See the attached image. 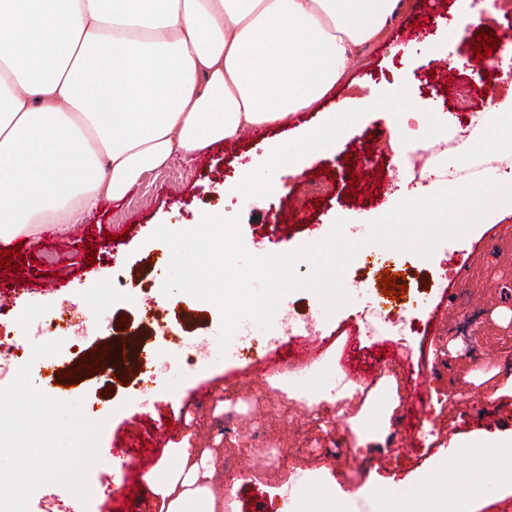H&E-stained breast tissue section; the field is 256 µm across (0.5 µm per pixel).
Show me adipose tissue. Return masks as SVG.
I'll list each match as a JSON object with an SVG mask.
<instances>
[{"label":"adipose tissue","mask_w":512,"mask_h":512,"mask_svg":"<svg viewBox=\"0 0 512 512\" xmlns=\"http://www.w3.org/2000/svg\"><path fill=\"white\" fill-rule=\"evenodd\" d=\"M400 0H0V243L122 199L179 152L310 109L378 39ZM333 116L239 166L225 197L280 195L298 158L339 140ZM146 481L158 512H219L203 448ZM442 478L382 512H450Z\"/></svg>","instance_id":"ef3b65f1"}]
</instances>
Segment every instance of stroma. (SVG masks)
Instances as JSON below:
<instances>
[{"instance_id":"1","label":"stroma","mask_w":512,"mask_h":512,"mask_svg":"<svg viewBox=\"0 0 512 512\" xmlns=\"http://www.w3.org/2000/svg\"><path fill=\"white\" fill-rule=\"evenodd\" d=\"M470 0H438L433 8L420 11L416 0H404L397 19L376 42L363 46L359 62L323 99L306 112L290 115L284 128L262 127L259 136H237L208 146L193 159L173 155L168 163L147 172L119 201L101 200L96 211L83 218L96 263L86 266L85 247L55 251L50 243L26 245L21 250L23 268L29 276L5 305L17 315L12 330L15 343L31 350L32 334L40 316L56 312L61 304H77L93 324L85 342L112 344L121 328L135 330L142 311L141 299L162 305L164 321L172 334L149 340L154 355L155 379L150 399L121 380L108 381L89 375L76 381L75 393L83 399L84 413L103 422L99 439L101 458L88 473L90 482L107 484L112 475L110 449L126 444L141 454L148 469L175 464L173 449L188 445L210 449L216 464L232 462L234 480L224 484V512H282L297 498L302 478L323 489L334 512H344L346 498L355 496L374 502L379 489L406 491L429 480L450 445H469L482 436L507 432L496 409L512 405V209L492 213L457 241L456 247L440 243L430 257L401 252L387 269L364 267L361 257L348 265L345 280L361 279L376 300H385L380 281L384 274H404L408 297L426 292L428 304L414 317L418 330L412 335V361L400 359L394 344L379 345L362 336L357 317L364 307L359 297L331 316L321 317L319 329L327 336L352 341L358 367L372 368L383 359L379 378L363 399L337 405L328 396L341 369L335 345H327L310 370L301 378L250 373L225 376L223 368L202 365L181 370L180 345H195L218 335L221 313L213 303L185 293L165 296L171 250L153 239L162 225L177 227L194 214L239 217L246 249L260 256L264 248L255 242L254 217L263 206L249 190L225 199L218 190L236 168L263 157V142L287 144L289 130L319 124L329 113L341 112L343 141L354 142L358 152L344 157L342 151H322L306 158L295 189L282 195L276 207L288 219L285 234L292 248H300L312 224L327 225L346 220L356 225L371 222L397 203L398 184L413 179L406 167L393 163L392 150L368 156L363 149L379 136L391 116L409 114L407 137L419 139L416 113H432L433 132L448 128L456 113L455 88L467 85L473 113L493 111L496 103L512 99V73L500 80L495 95H488L480 71L471 67L475 53L470 41L479 28H469L463 37L438 30V19L470 10ZM425 22L427 32L439 35L442 46L435 57L410 55L402 33L413 21ZM447 67L451 90L434 83L430 72ZM389 93L390 112L354 115L359 100L379 89ZM361 174L357 189L363 202L344 198L352 174ZM306 210H299V202ZM449 300L447 315L432 316L430 310ZM110 313L112 322H95L97 312ZM471 336L469 353L461 351V337ZM417 363L430 375L421 404H413L407 386V365ZM213 381V399L198 400L192 393L198 378ZM168 405L174 422L167 437L153 427L135 430V418L150 413L153 402ZM382 414L383 423L372 435L362 429L364 419ZM228 417L230 433L218 426ZM414 434L412 454L393 458L382 469L369 466L371 456L388 441ZM358 449L366 468L333 467L325 451L335 443Z\"/></svg>"}]
</instances>
